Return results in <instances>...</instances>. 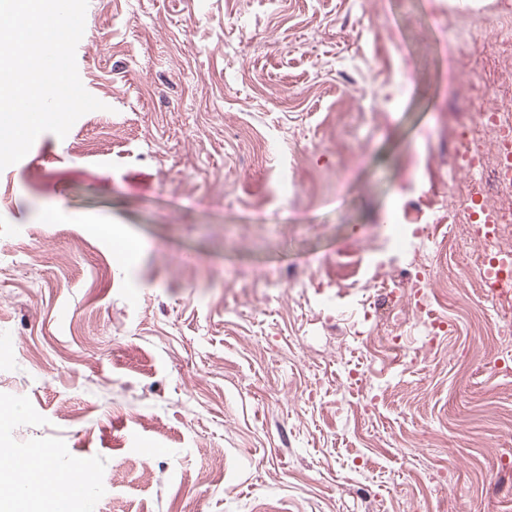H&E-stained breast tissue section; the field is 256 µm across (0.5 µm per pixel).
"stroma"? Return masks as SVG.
I'll list each match as a JSON object with an SVG mask.
<instances>
[{
  "instance_id": "obj_1",
  "label": "stroma",
  "mask_w": 512,
  "mask_h": 512,
  "mask_svg": "<svg viewBox=\"0 0 512 512\" xmlns=\"http://www.w3.org/2000/svg\"><path fill=\"white\" fill-rule=\"evenodd\" d=\"M498 0H89L103 109L0 171V442L96 482L73 512H512V355L468 240H418L432 334L336 287L493 106ZM480 33L487 82H452ZM482 140L490 135L477 127ZM143 245L118 256L98 224ZM401 323L392 364L366 356Z\"/></svg>"
}]
</instances>
